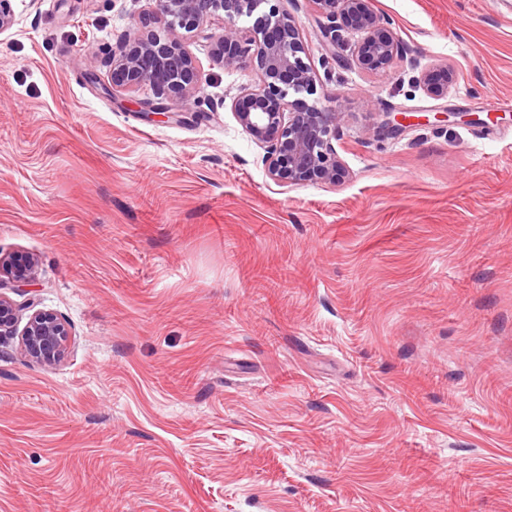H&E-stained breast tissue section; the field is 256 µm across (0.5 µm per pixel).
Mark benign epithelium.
I'll list each match as a JSON object with an SVG mask.
<instances>
[{
  "label": "benign epithelium",
  "instance_id": "benign-epithelium-1",
  "mask_svg": "<svg viewBox=\"0 0 512 512\" xmlns=\"http://www.w3.org/2000/svg\"><path fill=\"white\" fill-rule=\"evenodd\" d=\"M267 0H155V10L139 20L125 36L119 54L112 55V87L132 91L148 82L157 101L143 103L144 114H165L181 108L200 93L195 61L180 38L214 20L223 22L222 33L213 37L214 61L225 69L249 66L254 84L230 100V109L242 130L266 150L271 179L279 183L321 182L336 184L347 169L336 151V137L346 113L327 112L309 104L302 95L321 93L318 78L304 61L305 37L288 8L273 7L257 17L252 28L237 26ZM323 18L320 32L326 54L340 57L349 48L351 61L360 69L377 73L389 69L403 56V44L394 35L391 20L378 12L373 0H309ZM359 35L346 45L348 34ZM458 73L446 63L423 70L415 84L429 97L448 96ZM296 99H290V96ZM410 127L404 112H382L377 136L402 134ZM37 260L24 254L0 255V286L33 285ZM17 343L31 360L53 366L66 354L71 342L65 321L53 311L36 310L19 326L18 308L0 292V347Z\"/></svg>",
  "mask_w": 512,
  "mask_h": 512
}]
</instances>
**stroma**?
<instances>
[{
    "label": "stroma",
    "instance_id": "stroma-1",
    "mask_svg": "<svg viewBox=\"0 0 512 512\" xmlns=\"http://www.w3.org/2000/svg\"><path fill=\"white\" fill-rule=\"evenodd\" d=\"M373 5L384 73L290 7L349 170L293 185L226 105L255 75L214 64L220 25L185 37L199 96L149 118L108 60L153 0H11L0 252L72 344L0 349V512H512V0ZM386 110L415 122L378 138ZM458 73L454 66L446 63L423 70L415 79V84L429 97L440 99L448 95L456 84ZM37 275V260L30 255H0V288L4 281L13 283L14 288L32 286ZM5 279V280H4Z\"/></svg>",
    "mask_w": 512,
    "mask_h": 512
}]
</instances>
